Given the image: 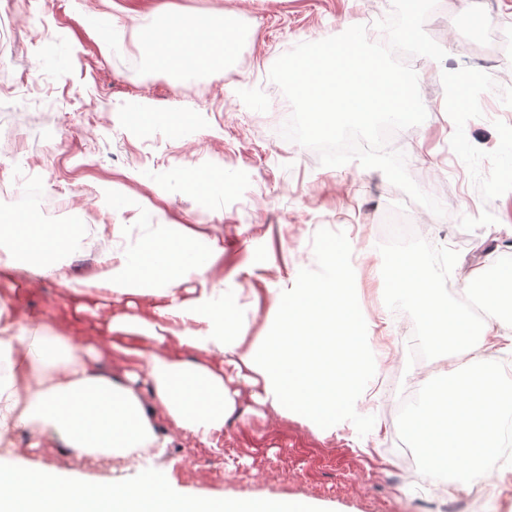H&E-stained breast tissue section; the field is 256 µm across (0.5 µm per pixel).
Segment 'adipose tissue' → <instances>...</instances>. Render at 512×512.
<instances>
[{
	"label": "adipose tissue",
	"instance_id": "ef3b65f1",
	"mask_svg": "<svg viewBox=\"0 0 512 512\" xmlns=\"http://www.w3.org/2000/svg\"><path fill=\"white\" fill-rule=\"evenodd\" d=\"M253 31L224 26L212 43L197 25L158 31L148 69L164 70L184 57L179 72L192 81L216 48H234ZM108 239L94 267L72 276L69 260L84 254L88 237ZM319 277L302 288L272 289L273 302L259 311L240 288L214 276L224 264V244L182 224H42L0 213V512H316L298 501L269 502L227 497L207 501L178 493L171 474L142 469L138 451L163 454L169 441L189 435L212 444L239 408L243 390L279 417L323 438L356 440L364 415V390L388 358L378 324L363 314V293L346 249L332 246L321 257ZM386 265L391 309H415L419 339L427 352L461 353L460 375L414 394L402 410L404 427L421 447L422 467L450 472L456 490L490 477L512 485V466L498 462V428L512 413V386L489 376L475 388L463 378L492 369L512 353V323L493 326L448 318V300L435 277L408 253L390 252ZM64 287V305L77 313L107 308L106 342L74 341L57 324L21 320L7 298L17 279ZM338 310L347 322L345 346L326 362L299 359L302 341L317 333L306 310ZM266 330L252 335L255 315ZM121 358L123 372L112 370ZM461 417L452 435H478L481 457L427 454L439 440L437 407ZM29 440L19 444L18 431ZM53 441L75 459L118 458L138 467L133 483L71 479L27 458Z\"/></svg>",
	"mask_w": 512,
	"mask_h": 512
}]
</instances>
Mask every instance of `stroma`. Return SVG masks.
Instances as JSON below:
<instances>
[{"mask_svg": "<svg viewBox=\"0 0 512 512\" xmlns=\"http://www.w3.org/2000/svg\"><path fill=\"white\" fill-rule=\"evenodd\" d=\"M11 12L12 35L0 49V184L42 175L44 197L31 216L44 224H183L224 242V278L259 292L300 288L316 278L319 255L343 242L359 270L365 316L387 305L383 242L414 243L427 222L450 275L439 288L459 307L461 271L471 266L461 237L512 241V111L487 95L512 93V62L466 49L457 22H475L487 42L512 39V0H441L424 29L446 52L422 58L418 87L426 120L395 135L409 153L407 171L440 202L455 198L445 217L426 214L378 169L351 161L321 165L317 155L275 133L288 101L268 78L274 62L301 42H316L387 16L392 0H0ZM252 27L236 46L192 83L175 59L165 75L135 71L148 55L153 29L176 20ZM125 28L107 49L102 32ZM56 284L22 285L10 301L20 317L58 322L69 336L97 334V321L75 322L61 308ZM390 358L381 384L366 390L360 452L346 439L320 438L306 427L264 412L244 399L240 418L215 447L176 437L164 465L185 494L292 498L321 512H444L421 465L408 459L414 442L398 416V398L436 373L401 362L418 348L415 319H395L386 340ZM35 461L86 477L132 482L135 469L72 463L60 449H38Z\"/></svg>", "mask_w": 512, "mask_h": 512, "instance_id": "stroma-1", "label": "stroma"}]
</instances>
